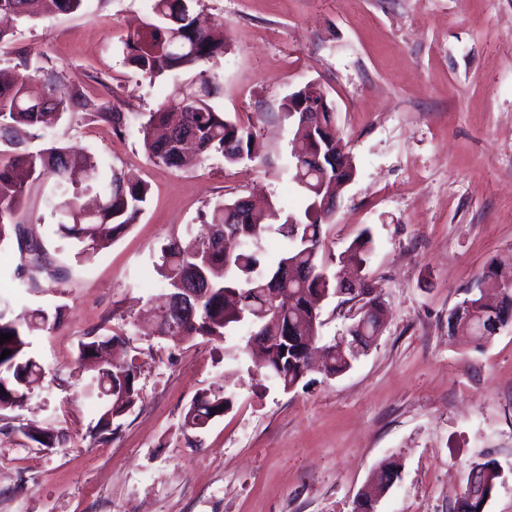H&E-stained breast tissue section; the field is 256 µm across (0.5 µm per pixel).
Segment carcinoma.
Segmentation results:
<instances>
[{"label": "carcinoma", "instance_id": "cac0c4a2", "mask_svg": "<svg viewBox=\"0 0 512 512\" xmlns=\"http://www.w3.org/2000/svg\"><path fill=\"white\" fill-rule=\"evenodd\" d=\"M42 0H0V13L31 20L39 16ZM199 0H153L152 14L141 30L127 42L129 61L146 79L184 74L175 81L173 93L182 105L181 121L173 125L169 113L160 107L146 115L98 112L95 117L116 131L135 126L142 136V147L155 164L182 169L214 156L237 165L258 158L254 133L248 126L227 118L211 104L218 87L203 66L224 55V41L203 26L196 11ZM59 76H42L17 71L10 78L0 76V245L16 241L30 281L48 271L43 245L29 237L24 227L27 188L54 178L45 204L57 222L53 230L59 248L76 247L78 254L107 249L135 224L147 203L150 188L130 182L116 169L103 174L97 159L79 149L53 144L31 151L26 148L32 131L47 127L52 117L77 114L83 106L75 91L67 97L57 92ZM292 139H301L305 154H316L325 163L319 169L305 158L294 156L291 179L306 196L300 213H285L271 204L268 210L239 209L237 200L215 203L206 213L204 224L186 250L171 238L161 248L154 271L167 294L177 296L183 288L199 289L190 300L196 306L194 319H185L170 309L157 313L156 332L161 336L194 340H218L232 324L245 323L251 335L265 345L255 361L256 371L276 380L285 391L296 388L313 370L308 349L321 337L322 302L336 294L340 304H352L356 313L347 327V336L357 340L362 350L376 339L384 301L372 287L367 263L373 249L370 230L365 228L339 255L324 250V226L331 223L336 204V158L345 152L336 134L334 112H319L314 123H292ZM271 232L280 235L285 247L264 254L261 242ZM512 281V270L491 263L485 266L470 288L471 318L458 319L454 333L469 337L476 347L489 342L481 333L484 284L493 286ZM61 306L52 311L42 308L14 315L10 300L0 298V334L13 338L0 345V410L17 407L32 396L44 379L45 371L32 356L31 338L41 331L55 330L63 322ZM122 339L92 336L79 348V361L97 397L105 401L95 426L99 436L111 430L112 420L129 411L140 399L133 365L102 363L100 355ZM359 355L334 346L323 347L321 371L328 377L347 372ZM233 395L218 392L199 394L183 419V426L202 429L224 415L232 406ZM33 441L45 448L59 443L51 428L30 429ZM501 477L497 462L486 460L471 465L459 500L460 512H485Z\"/></svg>", "mask_w": 512, "mask_h": 512}]
</instances>
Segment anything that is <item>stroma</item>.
I'll return each instance as SVG.
<instances>
[{
	"label": "stroma",
	"instance_id": "1",
	"mask_svg": "<svg viewBox=\"0 0 512 512\" xmlns=\"http://www.w3.org/2000/svg\"><path fill=\"white\" fill-rule=\"evenodd\" d=\"M225 43L206 63L213 106L254 123L261 158H214L182 170L151 163L137 128L90 120L112 108L147 113L172 100L148 81L126 41L151 0H85L72 14L14 21L0 71L52 70L86 111L27 142L57 141L146 182L150 201L108 249L82 259L57 250L54 219L32 188L29 226L53 270L25 289L12 247L0 248V286L14 313L65 308L63 326L33 338L46 374L24 406L0 411V512H353L386 461L398 477L377 512H453L471 463L501 469L486 512H512V325L482 348L449 336L448 313L490 260L512 263V0H200ZM320 84L356 177L336 200L327 241L340 253L362 229L385 300V325L342 376L309 373L294 390L258 377L251 329L222 340L171 341L139 320L162 291L146 278L173 236L215 202L271 198L301 212L283 104ZM122 335L140 398L92 438L101 402L86 388L79 344ZM232 393L224 417L184 428L197 394ZM62 434L44 448L24 433Z\"/></svg>",
	"mask_w": 512,
	"mask_h": 512
}]
</instances>
